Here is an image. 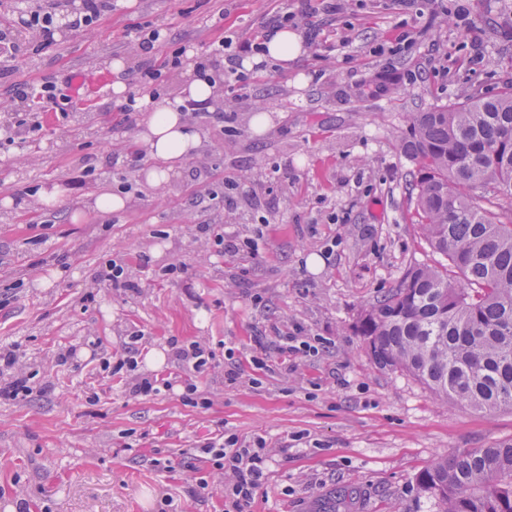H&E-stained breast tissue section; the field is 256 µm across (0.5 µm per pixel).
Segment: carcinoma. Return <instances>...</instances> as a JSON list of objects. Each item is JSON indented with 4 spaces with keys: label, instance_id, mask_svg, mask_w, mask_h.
<instances>
[{
    "label": "carcinoma",
    "instance_id": "obj_1",
    "mask_svg": "<svg viewBox=\"0 0 512 512\" xmlns=\"http://www.w3.org/2000/svg\"><path fill=\"white\" fill-rule=\"evenodd\" d=\"M404 153L418 224L445 256L377 298L357 334L381 369L448 405L512 410V82L408 117ZM440 512H512V442L438 458L416 478Z\"/></svg>",
    "mask_w": 512,
    "mask_h": 512
}]
</instances>
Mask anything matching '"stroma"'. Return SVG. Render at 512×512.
Here are the masks:
<instances>
[{"instance_id":"stroma-1","label":"stroma","mask_w":512,"mask_h":512,"mask_svg":"<svg viewBox=\"0 0 512 512\" xmlns=\"http://www.w3.org/2000/svg\"><path fill=\"white\" fill-rule=\"evenodd\" d=\"M335 3L331 12L324 0H120L80 29L58 13L49 44L9 34L0 348L17 358L0 367V387L22 374L35 394L0 399V512H224V475L196 450L222 428L278 450L246 512H322L331 499L336 512H437L416 484L424 468L512 440V412L448 406L379 369L354 331L410 267L442 260L414 223L415 166L401 139L409 113L512 81V0ZM286 11L300 19V57L250 68L244 88L224 90L222 110L190 116L204 133L197 155L149 188L138 172L151 158L132 143L143 115L119 111L111 82L140 93V71L174 49L262 41ZM159 25L164 38L141 48L139 33ZM80 71L105 75L95 100L50 118L18 97L66 87ZM262 111L270 126L259 133ZM55 185L62 203H41ZM102 188L126 207L85 209ZM113 261L126 284L101 279ZM134 333L136 373L104 370L100 354L121 358ZM286 334L319 354L281 357L273 341ZM175 341L206 345L210 367L178 364ZM137 373L171 387L134 395ZM188 382L201 404L182 400Z\"/></svg>"}]
</instances>
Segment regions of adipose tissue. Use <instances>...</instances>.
Segmentation results:
<instances>
[{
    "label": "adipose tissue",
    "mask_w": 512,
    "mask_h": 512,
    "mask_svg": "<svg viewBox=\"0 0 512 512\" xmlns=\"http://www.w3.org/2000/svg\"><path fill=\"white\" fill-rule=\"evenodd\" d=\"M217 99L213 81L199 78L186 82L183 99L158 100L148 94L139 99L138 104L145 108L147 115L139 125L135 140L154 161L146 173L148 184L161 186L170 172L194 156L200 145L199 132L185 120L184 101L211 104Z\"/></svg>",
    "instance_id": "1"
}]
</instances>
